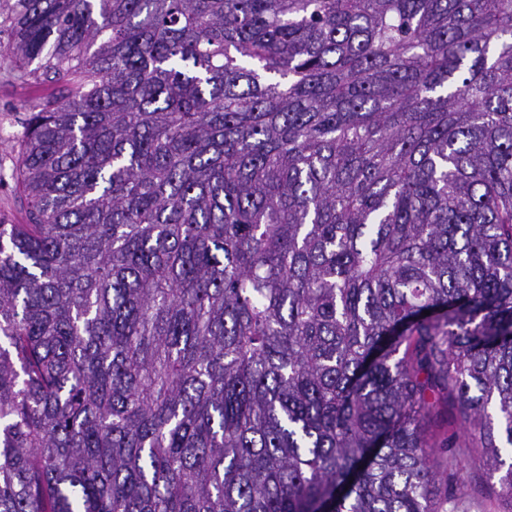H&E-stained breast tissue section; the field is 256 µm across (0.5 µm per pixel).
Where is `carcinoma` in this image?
I'll use <instances>...</instances> for the list:
<instances>
[{
  "label": "carcinoma",
  "instance_id": "1",
  "mask_svg": "<svg viewBox=\"0 0 512 512\" xmlns=\"http://www.w3.org/2000/svg\"><path fill=\"white\" fill-rule=\"evenodd\" d=\"M2 34L54 91L0 224V512H438L443 392L512 498V0Z\"/></svg>",
  "mask_w": 512,
  "mask_h": 512
}]
</instances>
